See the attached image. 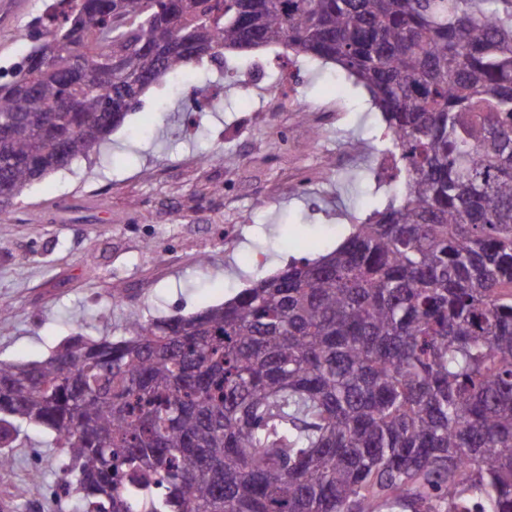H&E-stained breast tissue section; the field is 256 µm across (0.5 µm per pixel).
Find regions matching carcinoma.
<instances>
[{
	"label": "carcinoma",
	"instance_id": "cac0c4a2",
	"mask_svg": "<svg viewBox=\"0 0 512 512\" xmlns=\"http://www.w3.org/2000/svg\"><path fill=\"white\" fill-rule=\"evenodd\" d=\"M61 2L0 81L10 198L168 75L273 44L369 91L403 181L222 305L0 362V467L37 424L76 512H512V0Z\"/></svg>",
	"mask_w": 512,
	"mask_h": 512
}]
</instances>
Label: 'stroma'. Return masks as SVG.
I'll return each instance as SVG.
<instances>
[{"mask_svg": "<svg viewBox=\"0 0 512 512\" xmlns=\"http://www.w3.org/2000/svg\"><path fill=\"white\" fill-rule=\"evenodd\" d=\"M46 0H0V68L30 43L20 31ZM175 122L150 88L108 144L33 183L0 223V361L44 359L70 336L117 339L129 318L219 305L288 262L336 248L350 220L387 206L396 169L368 91L339 67L272 46L187 66ZM223 84L207 112L200 88ZM122 302H114L113 287ZM0 468V512H73L51 433L22 425Z\"/></svg>", "mask_w": 512, "mask_h": 512, "instance_id": "obj_1", "label": "stroma"}]
</instances>
